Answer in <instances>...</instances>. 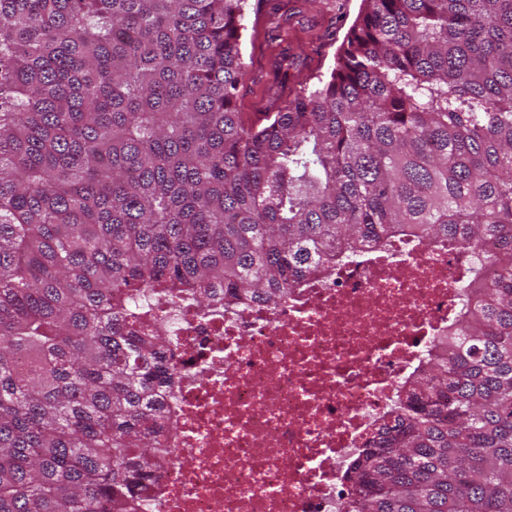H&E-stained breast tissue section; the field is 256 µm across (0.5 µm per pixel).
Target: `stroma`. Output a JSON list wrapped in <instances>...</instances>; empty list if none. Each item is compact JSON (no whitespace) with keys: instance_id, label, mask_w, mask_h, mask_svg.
Here are the masks:
<instances>
[{"instance_id":"35a3bbf8","label":"stroma","mask_w":512,"mask_h":512,"mask_svg":"<svg viewBox=\"0 0 512 512\" xmlns=\"http://www.w3.org/2000/svg\"><path fill=\"white\" fill-rule=\"evenodd\" d=\"M361 8L362 0H260L242 42L247 74L238 102L245 117L258 121L275 94L333 65ZM283 51L296 65H279Z\"/></svg>"}]
</instances>
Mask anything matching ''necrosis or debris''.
<instances>
[{
	"label": "necrosis or debris",
	"instance_id": "obj_1",
	"mask_svg": "<svg viewBox=\"0 0 512 512\" xmlns=\"http://www.w3.org/2000/svg\"><path fill=\"white\" fill-rule=\"evenodd\" d=\"M456 255L413 240L285 301L154 293L180 376L153 512H344L342 473L457 314Z\"/></svg>",
	"mask_w": 512,
	"mask_h": 512
}]
</instances>
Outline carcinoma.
Here are the masks:
<instances>
[{
    "label": "carcinoma",
    "mask_w": 512,
    "mask_h": 512,
    "mask_svg": "<svg viewBox=\"0 0 512 512\" xmlns=\"http://www.w3.org/2000/svg\"><path fill=\"white\" fill-rule=\"evenodd\" d=\"M362 3L248 123L250 0H0V512H148L178 377L117 297L278 303L398 239L468 278L345 512H512V0Z\"/></svg>",
    "instance_id": "obj_1"
}]
</instances>
